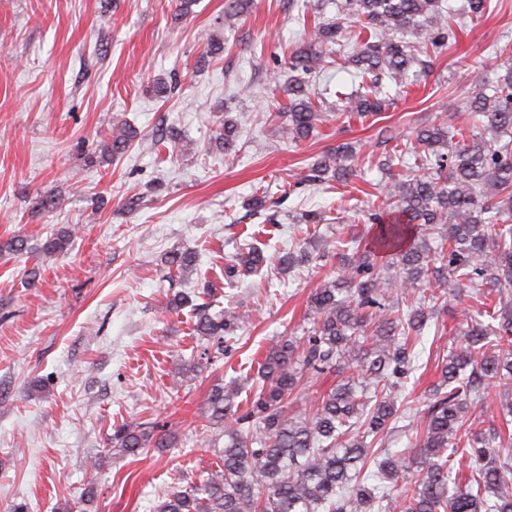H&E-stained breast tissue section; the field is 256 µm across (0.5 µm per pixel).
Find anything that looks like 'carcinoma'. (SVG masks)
Segmentation results:
<instances>
[{"label": "carcinoma", "mask_w": 512, "mask_h": 512, "mask_svg": "<svg viewBox=\"0 0 512 512\" xmlns=\"http://www.w3.org/2000/svg\"><path fill=\"white\" fill-rule=\"evenodd\" d=\"M336 17L315 25L314 38L293 49L278 114L281 133L292 143L312 136L325 118L308 90L307 76L336 63V45L358 27L367 38L345 58L363 79L366 93L345 96L344 111L375 116L388 105L385 88L407 85L416 67L430 69L455 39L446 0H336ZM415 32L419 45L405 40ZM490 85L474 82L469 110L488 133H464L446 123L426 126L394 157L377 164L387 202L377 217L374 245L348 231L325 240L339 258L336 275L308 300L307 336H280L260 362L257 385L217 383L202 414V445L216 458L196 484L166 493L155 512H512V444L508 417L512 401L499 411L502 425L489 434L463 430L467 414L487 412V389L512 380V64ZM240 127L224 121L214 145L237 152ZM137 138L131 126L112 129L105 145L122 154ZM356 147L344 142L323 153L302 177L321 184L331 176L347 184L346 165ZM401 172L392 173L393 160ZM74 232L63 227L45 238L40 251L63 254ZM393 251L378 268L373 250ZM29 250L15 236L0 242V254ZM164 262L169 273L189 276L196 256L174 249ZM268 262L255 244L226 267L234 279L258 273ZM466 297L455 329L456 351L430 390L424 427L407 457L387 448L378 471L364 472L372 448L355 436L367 427L378 443L389 432L399 388L413 372L414 346L427 322L447 311L442 300ZM193 332L208 341L199 360L182 373L189 378L225 355L246 316L235 310L193 307ZM336 374L337 384L307 403L304 381ZM249 390L245 402L239 398ZM158 426L122 424L107 438L126 456L149 446L166 448ZM224 446H219V440ZM469 461L464 470L461 459Z\"/></svg>", "instance_id": "1"}]
</instances>
